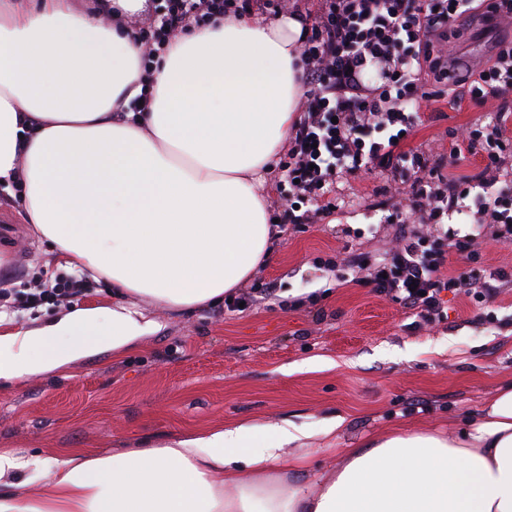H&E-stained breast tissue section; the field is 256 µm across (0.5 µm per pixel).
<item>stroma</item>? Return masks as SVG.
I'll list each match as a JSON object with an SVG mask.
<instances>
[{
  "label": "stroma",
  "mask_w": 512,
  "mask_h": 512,
  "mask_svg": "<svg viewBox=\"0 0 512 512\" xmlns=\"http://www.w3.org/2000/svg\"><path fill=\"white\" fill-rule=\"evenodd\" d=\"M502 30L466 26L454 46L468 64L489 61ZM491 119L469 101L434 103L410 136L411 148L448 146L446 132ZM382 176L343 177L347 203L328 218L284 230L249 285L266 291L243 312L225 305L177 312L154 309L160 329L122 356L101 351L64 376L0 382V450L46 458L68 448L111 454L162 444L187 429L290 420L309 437L288 445L275 467L294 466L318 484L338 451L410 429L454 436L512 383V285L491 317L465 295L448 298V316L428 326L372 288L337 286L325 259L385 246L390 226L370 209ZM21 193L0 185V288L28 280L35 266L66 271L56 251L24 224ZM342 418L332 436L321 429Z\"/></svg>",
  "instance_id": "stroma-1"
}]
</instances>
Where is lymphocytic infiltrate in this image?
<instances>
[{
  "label": "lymphocytic infiltrate",
  "instance_id": "1",
  "mask_svg": "<svg viewBox=\"0 0 512 512\" xmlns=\"http://www.w3.org/2000/svg\"><path fill=\"white\" fill-rule=\"evenodd\" d=\"M154 25L140 28L144 58L167 47L177 30L227 14L299 13L298 0H160ZM481 15L487 31L512 28V0H320L304 16L300 57L301 117L288 137L287 193L279 205L290 224H308L329 212L343 174L361 171L398 178L386 185L380 206L393 228L392 245L376 256L349 253L352 278L340 285L368 286L412 310L425 324L445 316L446 294L478 305L492 303L512 281L505 271L460 274L450 255L474 263L476 235H448L444 220L463 211L475 185L494 187L492 204H478L480 226L496 242L512 243V40L497 45L493 60L466 72L448 56V34ZM462 89L475 106L496 101L490 121L449 130V149L407 148L421 123L422 103ZM481 156L477 173L450 175L466 156ZM87 292L80 274L38 278L23 289H0V304L15 311L71 303Z\"/></svg>",
  "mask_w": 512,
  "mask_h": 512
}]
</instances>
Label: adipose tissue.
Wrapping results in <instances>:
<instances>
[{
	"label": "adipose tissue",
	"mask_w": 512,
	"mask_h": 512,
	"mask_svg": "<svg viewBox=\"0 0 512 512\" xmlns=\"http://www.w3.org/2000/svg\"><path fill=\"white\" fill-rule=\"evenodd\" d=\"M144 0H0V183L112 306L0 333V380L122 355L179 312L247 284L279 236L257 180L302 93V25L241 16L176 36L150 67L127 29ZM151 81H144V72ZM150 91V108L129 102ZM291 424L188 431L165 445L45 459L0 451V512H512V385L456 436L394 431L340 451L318 486L274 472ZM43 468L50 492L23 476Z\"/></svg>",
	"instance_id": "ef3b65f1"
}]
</instances>
